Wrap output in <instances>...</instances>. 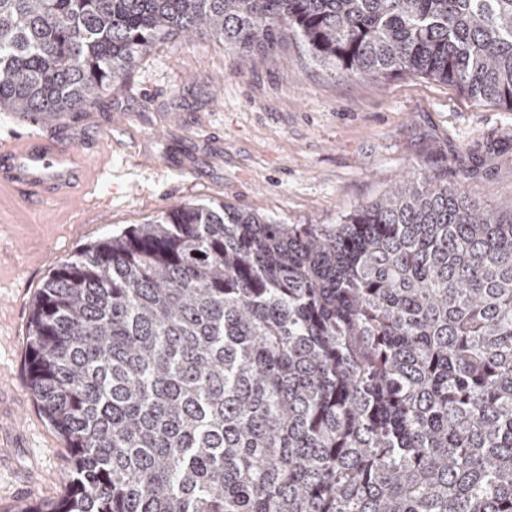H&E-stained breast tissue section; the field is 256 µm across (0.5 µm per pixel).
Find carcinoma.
<instances>
[{
  "label": "carcinoma",
  "instance_id": "1",
  "mask_svg": "<svg viewBox=\"0 0 512 512\" xmlns=\"http://www.w3.org/2000/svg\"><path fill=\"white\" fill-rule=\"evenodd\" d=\"M195 35L512 109V0H0V112ZM26 372L71 480L16 512H512V202L418 173L339 224L177 203L48 275Z\"/></svg>",
  "mask_w": 512,
  "mask_h": 512
}]
</instances>
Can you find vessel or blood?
I'll use <instances>...</instances> for the list:
<instances>
[{
    "label": "vessel or blood",
    "instance_id": "vessel-or-blood-1",
    "mask_svg": "<svg viewBox=\"0 0 512 512\" xmlns=\"http://www.w3.org/2000/svg\"><path fill=\"white\" fill-rule=\"evenodd\" d=\"M79 154L75 144L47 148L38 137L28 134L15 147L0 148V169L6 170L16 186H36L56 193L73 179Z\"/></svg>",
    "mask_w": 512,
    "mask_h": 512
}]
</instances>
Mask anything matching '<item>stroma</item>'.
Wrapping results in <instances>:
<instances>
[{"label": "stroma", "instance_id": "35a3bbf8", "mask_svg": "<svg viewBox=\"0 0 512 512\" xmlns=\"http://www.w3.org/2000/svg\"><path fill=\"white\" fill-rule=\"evenodd\" d=\"M40 135L80 145L83 158L67 193L41 207L0 180V512L55 503L70 480V450L24 358L35 294L82 245L196 200L335 224L418 172L488 210L512 201V109L420 75L335 73L292 40L242 53L174 39Z\"/></svg>", "mask_w": 512, "mask_h": 512}]
</instances>
